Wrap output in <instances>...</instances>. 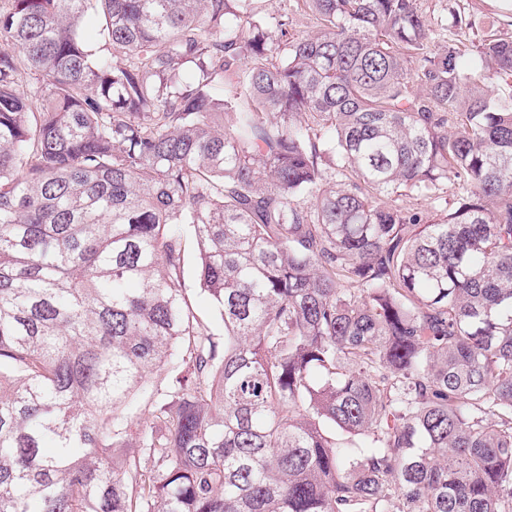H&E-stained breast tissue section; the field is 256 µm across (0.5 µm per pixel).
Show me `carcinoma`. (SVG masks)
<instances>
[{
  "label": "carcinoma",
  "mask_w": 512,
  "mask_h": 512,
  "mask_svg": "<svg viewBox=\"0 0 512 512\" xmlns=\"http://www.w3.org/2000/svg\"><path fill=\"white\" fill-rule=\"evenodd\" d=\"M5 2L0 512H512V35L418 0ZM131 440L150 471L112 469ZM195 268H196V253L194 249L193 243H189V250H188V257L186 260V266H185V276L187 280V284L191 288L190 291V300L192 304L199 309L201 312L208 315V326H209V332L215 337V338H224V328L222 323L216 319L211 317V305L206 298V296L200 292L199 289H197V285L195 282Z\"/></svg>",
  "instance_id": "obj_1"
}]
</instances>
